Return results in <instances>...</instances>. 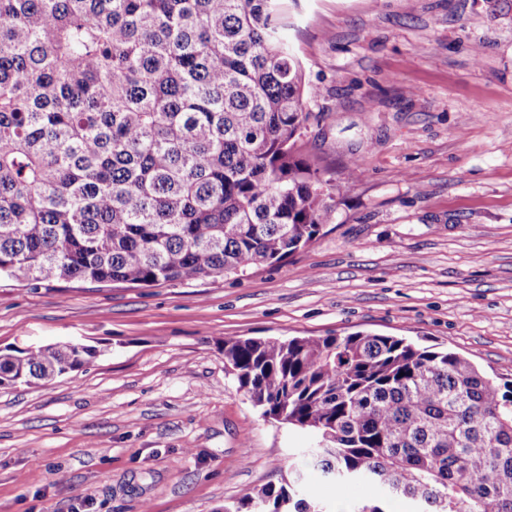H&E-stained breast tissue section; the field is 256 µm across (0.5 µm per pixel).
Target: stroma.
Instances as JSON below:
<instances>
[{"instance_id":"1","label":"stroma","mask_w":512,"mask_h":512,"mask_svg":"<svg viewBox=\"0 0 512 512\" xmlns=\"http://www.w3.org/2000/svg\"><path fill=\"white\" fill-rule=\"evenodd\" d=\"M284 37L318 89L298 146L330 219L242 277H0V350L100 351L0 387V512H224L281 481L316 438L263 416L224 365L227 338L398 336L512 380V0H297ZM302 495L350 512L377 491L309 469Z\"/></svg>"}]
</instances>
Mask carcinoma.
Here are the masks:
<instances>
[{
	"label": "carcinoma",
	"instance_id": "carcinoma-1",
	"mask_svg": "<svg viewBox=\"0 0 512 512\" xmlns=\"http://www.w3.org/2000/svg\"><path fill=\"white\" fill-rule=\"evenodd\" d=\"M279 0H0V275L137 286L243 276L334 209L297 147L316 90ZM263 414L314 432L307 466L382 497L353 512H512V386L403 338H229ZM65 342L0 350V386L77 371ZM304 473L234 512H325Z\"/></svg>",
	"mask_w": 512,
	"mask_h": 512
}]
</instances>
